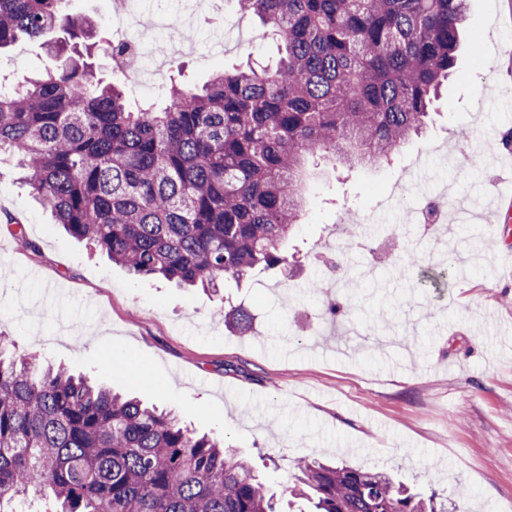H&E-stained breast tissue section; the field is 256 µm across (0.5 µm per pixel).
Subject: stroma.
<instances>
[{
    "label": "stroma",
    "mask_w": 512,
    "mask_h": 512,
    "mask_svg": "<svg viewBox=\"0 0 512 512\" xmlns=\"http://www.w3.org/2000/svg\"><path fill=\"white\" fill-rule=\"evenodd\" d=\"M224 2V51L188 24L190 53L169 57L199 85L225 62L274 64L278 36ZM512 0H467L456 74L422 136L391 164L341 167L309 159L308 206L283 247L287 264L226 280L209 293L135 276L52 224L8 162H0V350L37 353L174 412L225 441L270 493L287 498L302 456L343 459L430 481L450 512H512V271L489 232L501 206L490 182L512 178ZM47 58L29 40L0 50V78L18 83ZM465 130L467 141L457 132ZM481 147L482 165L443 166L446 151ZM449 191L467 222L426 238L386 208ZM358 247L325 256L337 232ZM390 236L391 256L364 243ZM353 280L341 323L322 314L327 277ZM245 308L252 331L224 326ZM470 493L456 495L457 484Z\"/></svg>",
    "instance_id": "obj_1"
}]
</instances>
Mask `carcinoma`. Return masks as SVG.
Here are the masks:
<instances>
[{
    "mask_svg": "<svg viewBox=\"0 0 512 512\" xmlns=\"http://www.w3.org/2000/svg\"><path fill=\"white\" fill-rule=\"evenodd\" d=\"M276 32L273 69L170 78L131 106L87 58L127 44L68 0H0V49L41 42L49 64L0 86V159L73 238L136 275L218 290L287 262L308 158L377 167L426 126L453 75L465 0H236ZM225 319L251 330L238 308ZM288 512H448L382 470L297 461ZM31 487L41 512H283L250 464L170 413L34 355L0 357V512Z\"/></svg>",
    "mask_w": 512,
    "mask_h": 512,
    "instance_id": "1",
    "label": "carcinoma"
}]
</instances>
